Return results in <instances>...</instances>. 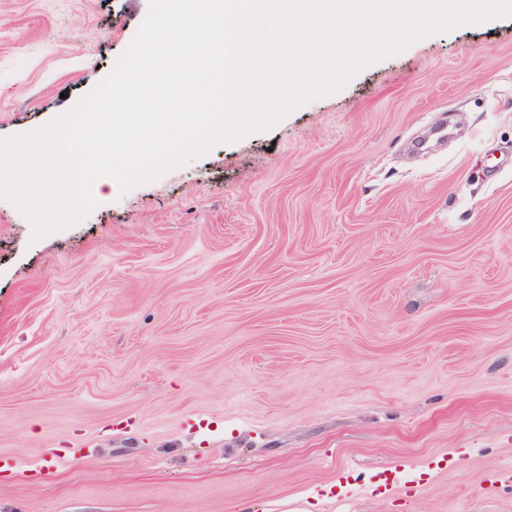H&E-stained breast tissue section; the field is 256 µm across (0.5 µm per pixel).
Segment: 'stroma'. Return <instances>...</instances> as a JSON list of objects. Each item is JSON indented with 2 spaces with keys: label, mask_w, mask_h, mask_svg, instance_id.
<instances>
[{
  "label": "stroma",
  "mask_w": 512,
  "mask_h": 512,
  "mask_svg": "<svg viewBox=\"0 0 512 512\" xmlns=\"http://www.w3.org/2000/svg\"><path fill=\"white\" fill-rule=\"evenodd\" d=\"M148 6L0 0V137ZM32 234L0 199V512H512V18Z\"/></svg>",
  "instance_id": "obj_1"
}]
</instances>
